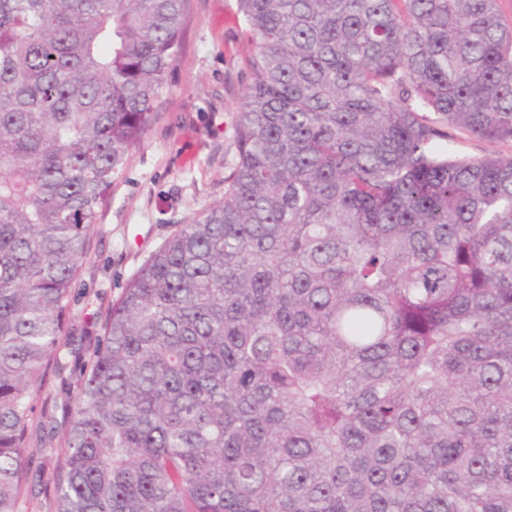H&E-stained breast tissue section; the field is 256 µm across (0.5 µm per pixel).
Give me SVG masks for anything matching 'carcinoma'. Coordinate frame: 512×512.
I'll return each mask as SVG.
<instances>
[{
    "instance_id": "cac0c4a2",
    "label": "carcinoma",
    "mask_w": 512,
    "mask_h": 512,
    "mask_svg": "<svg viewBox=\"0 0 512 512\" xmlns=\"http://www.w3.org/2000/svg\"><path fill=\"white\" fill-rule=\"evenodd\" d=\"M224 197L112 303L52 512H512V24L498 0H236ZM189 0H0V512ZM454 137V151L460 156L484 157L490 154L512 155V143H491L472 135L450 131Z\"/></svg>"
}]
</instances>
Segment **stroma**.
I'll use <instances>...</instances> for the list:
<instances>
[{"instance_id":"obj_1","label":"stroma","mask_w":512,"mask_h":512,"mask_svg":"<svg viewBox=\"0 0 512 512\" xmlns=\"http://www.w3.org/2000/svg\"><path fill=\"white\" fill-rule=\"evenodd\" d=\"M250 49L236 0H191L161 117L132 151L111 205L89 232L90 251L71 293L72 336L60 364L45 373L37 411L64 419L113 300L180 225L223 197L237 155L234 119L252 82ZM33 445L34 491L23 512H51L48 479L62 454V428L34 430Z\"/></svg>"}]
</instances>
